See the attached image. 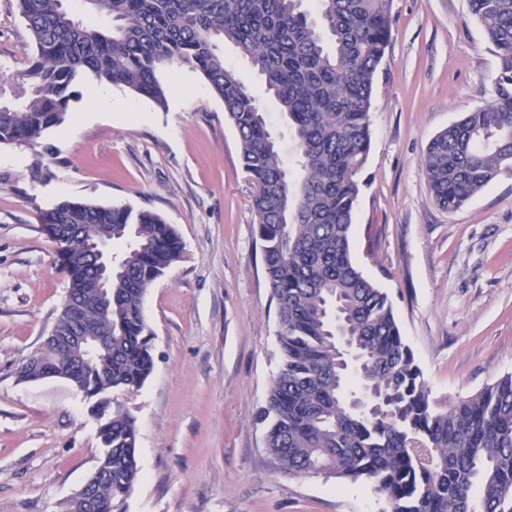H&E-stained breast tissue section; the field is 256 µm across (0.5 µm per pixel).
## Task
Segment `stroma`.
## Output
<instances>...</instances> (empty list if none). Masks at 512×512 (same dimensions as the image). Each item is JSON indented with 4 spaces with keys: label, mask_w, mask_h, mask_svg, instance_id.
Instances as JSON below:
<instances>
[{
    "label": "stroma",
    "mask_w": 512,
    "mask_h": 512,
    "mask_svg": "<svg viewBox=\"0 0 512 512\" xmlns=\"http://www.w3.org/2000/svg\"><path fill=\"white\" fill-rule=\"evenodd\" d=\"M392 17L351 252L388 293L431 401L444 404L512 373V173L448 212L421 164L434 135L492 98L497 58L468 0H393ZM30 52L17 0H0V97H12ZM224 61L259 91L288 147V124L249 61L229 44ZM159 78L162 107L122 85L109 111L81 96L46 138L52 155L0 143V512H63L97 465L82 394L61 378L18 376L69 288L44 224L63 200L153 211L183 244L145 300L153 372L119 397L136 419L142 472L126 512H391L371 485L291 478L267 452L255 416L280 356L257 186L203 77L170 67Z\"/></svg>",
    "instance_id": "1"
}]
</instances>
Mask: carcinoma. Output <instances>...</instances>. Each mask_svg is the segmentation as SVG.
Returning <instances> with one entry per match:
<instances>
[{
    "label": "carcinoma",
    "mask_w": 512,
    "mask_h": 512,
    "mask_svg": "<svg viewBox=\"0 0 512 512\" xmlns=\"http://www.w3.org/2000/svg\"><path fill=\"white\" fill-rule=\"evenodd\" d=\"M112 19L104 30L75 21L62 0H18L34 50L17 76L22 101L0 103V143L35 145L62 124L93 77L163 106L165 67L199 72L224 103L246 172L265 273L278 304L280 368L256 421L268 453L290 477L368 482L392 512H512V374L467 398L430 401L386 292L354 264L350 239L357 176L372 144L375 75L393 32L392 0H85ZM493 47L494 94L437 133L422 166L434 201L453 212L512 171V0H470ZM229 42L249 58L288 118L298 174L285 166L257 96L224 63ZM47 224H80L58 243L71 270L87 241L127 240L115 257L112 294L69 275L86 300L83 333L112 351L78 365L79 350L47 348L19 378L65 377L97 420L101 474L94 491L125 512L140 478L137 428L113 395L143 385L153 369L142 313L154 283L183 253L173 225L148 210L63 200ZM357 356L337 362L336 332Z\"/></svg>",
    "instance_id": "1"
}]
</instances>
